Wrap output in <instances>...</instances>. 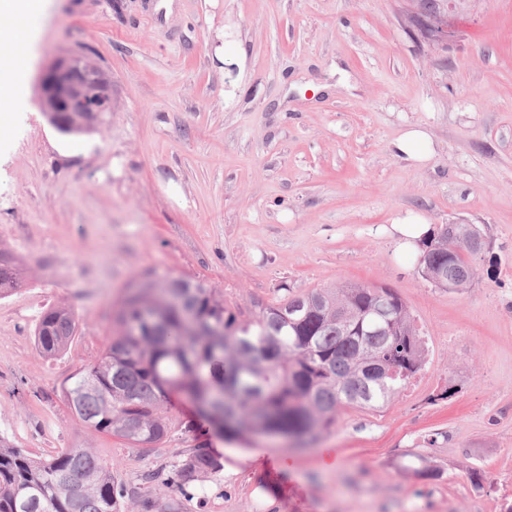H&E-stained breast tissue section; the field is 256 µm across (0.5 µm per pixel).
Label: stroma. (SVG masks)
<instances>
[{"mask_svg": "<svg viewBox=\"0 0 512 512\" xmlns=\"http://www.w3.org/2000/svg\"><path fill=\"white\" fill-rule=\"evenodd\" d=\"M405 0H48L0 130V243L27 280L0 299V434L44 458L86 437L62 385L117 332L135 277H190L246 319L254 303L340 281L392 288L425 342L420 372L380 409L345 408L310 449L217 432L179 392L181 426L145 452L94 441L119 478L216 452L187 512H512V0H483L456 46L408 33ZM244 68L223 64L221 35ZM86 54L112 109L66 136L39 98L55 58ZM430 130L421 170L391 151ZM473 224L469 287H435L383 232L399 212ZM67 304L75 339L34 342ZM339 464L323 469L326 454ZM279 455L291 471L265 467ZM77 329L78 323L71 308L51 306L43 312L36 325L35 343L47 356H56L66 350Z\"/></svg>", "mask_w": 512, "mask_h": 512, "instance_id": "obj_1", "label": "stroma"}]
</instances>
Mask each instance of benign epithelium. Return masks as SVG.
Segmentation results:
<instances>
[{"label": "benign epithelium", "mask_w": 512, "mask_h": 512, "mask_svg": "<svg viewBox=\"0 0 512 512\" xmlns=\"http://www.w3.org/2000/svg\"><path fill=\"white\" fill-rule=\"evenodd\" d=\"M472 11V0H448V14L424 22L419 32L437 44L452 42L461 31L460 18ZM39 86L43 109L59 117L98 122L112 110L111 87L102 83L99 71L78 54L52 61L43 70Z\"/></svg>", "instance_id": "benign-epithelium-1"}]
</instances>
